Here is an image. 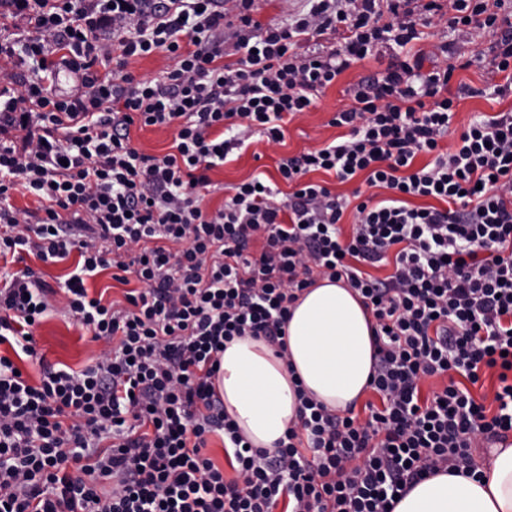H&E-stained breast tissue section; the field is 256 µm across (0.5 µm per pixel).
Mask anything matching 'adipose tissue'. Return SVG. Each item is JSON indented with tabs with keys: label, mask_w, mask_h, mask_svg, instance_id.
Here are the masks:
<instances>
[{
	"label": "adipose tissue",
	"mask_w": 512,
	"mask_h": 512,
	"mask_svg": "<svg viewBox=\"0 0 512 512\" xmlns=\"http://www.w3.org/2000/svg\"><path fill=\"white\" fill-rule=\"evenodd\" d=\"M371 325L359 292L318 280L292 310L287 359L249 336L225 344L215 380L225 411L254 447L270 451L298 419L296 387L345 412L367 392L375 352ZM393 512H512V444L493 448L481 479L448 473L429 477Z\"/></svg>",
	"instance_id": "adipose-tissue-1"
}]
</instances>
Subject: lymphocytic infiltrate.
Returning a JSON list of instances; mask_svg holds the SVG:
<instances>
[{
	"label": "lymphocytic infiltrate",
	"mask_w": 512,
	"mask_h": 512,
	"mask_svg": "<svg viewBox=\"0 0 512 512\" xmlns=\"http://www.w3.org/2000/svg\"><path fill=\"white\" fill-rule=\"evenodd\" d=\"M306 2L264 23L254 0H11L36 33L0 41V56L35 71L0 73V260H79L58 290L32 268L11 274L0 345L36 356L32 328L56 313L105 346L79 372L43 365L36 384L0 354V512H393L431 475L477 476L476 453L512 434V111L444 145L458 99L438 62L493 35V92H511L504 0H448L456 42L429 53L414 44L436 0ZM385 49L387 68L348 84L330 120L346 135L281 157L280 183L256 177L202 209L213 168L253 135L281 143ZM158 50L173 67L136 77L131 64ZM62 70L80 81L67 97L50 87ZM136 124L175 128L171 152H139ZM421 154L432 160L418 169ZM319 170L391 195L351 203L306 181ZM15 191L38 213L11 206ZM109 268L138 283L123 303L86 287ZM319 277L374 317L378 400L341 415L298 391L275 450L247 447L213 385L224 345L251 336L285 357L291 308ZM485 368L488 403L471 392ZM212 434L225 465L205 453Z\"/></svg>",
	"instance_id": "obj_1"
}]
</instances>
